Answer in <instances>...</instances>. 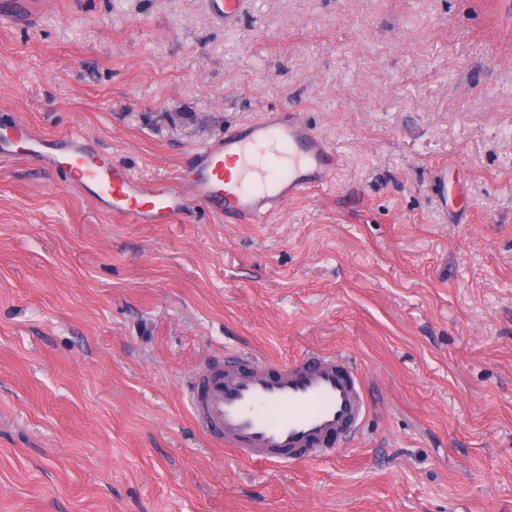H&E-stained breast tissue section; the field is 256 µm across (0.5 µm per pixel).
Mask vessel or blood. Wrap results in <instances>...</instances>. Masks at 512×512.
<instances>
[{"label": "vessel or blood", "instance_id": "obj_1", "mask_svg": "<svg viewBox=\"0 0 512 512\" xmlns=\"http://www.w3.org/2000/svg\"><path fill=\"white\" fill-rule=\"evenodd\" d=\"M0 155L46 163L68 185L132 222L166 224L193 196L228 224H261L309 187L331 181L336 156L313 129L278 109L194 148L177 183L147 182L89 149L82 134L48 139L24 122L0 124ZM199 427L242 456L286 464L332 455L368 409L358 369L309 353L279 366L248 354L211 363L187 380Z\"/></svg>", "mask_w": 512, "mask_h": 512}]
</instances>
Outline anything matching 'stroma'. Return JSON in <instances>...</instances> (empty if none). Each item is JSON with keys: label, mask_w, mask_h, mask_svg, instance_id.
<instances>
[{"label": "stroma", "mask_w": 512, "mask_h": 512, "mask_svg": "<svg viewBox=\"0 0 512 512\" xmlns=\"http://www.w3.org/2000/svg\"><path fill=\"white\" fill-rule=\"evenodd\" d=\"M270 107L338 166L262 224H135L0 157V512H512V0L0 10V120L139 179ZM235 350L347 355L363 433L241 460L185 398Z\"/></svg>", "instance_id": "35a3bbf8"}]
</instances>
